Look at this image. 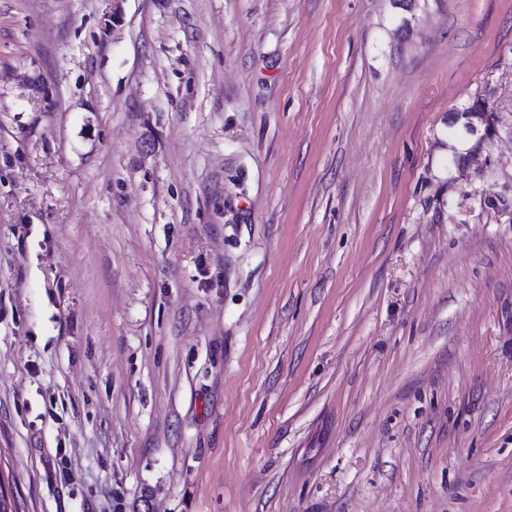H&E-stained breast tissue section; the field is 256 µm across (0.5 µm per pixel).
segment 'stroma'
Returning a JSON list of instances; mask_svg holds the SVG:
<instances>
[{"label": "stroma", "mask_w": 512, "mask_h": 512, "mask_svg": "<svg viewBox=\"0 0 512 512\" xmlns=\"http://www.w3.org/2000/svg\"><path fill=\"white\" fill-rule=\"evenodd\" d=\"M0 489L512 512V0H0Z\"/></svg>", "instance_id": "obj_1"}]
</instances>
